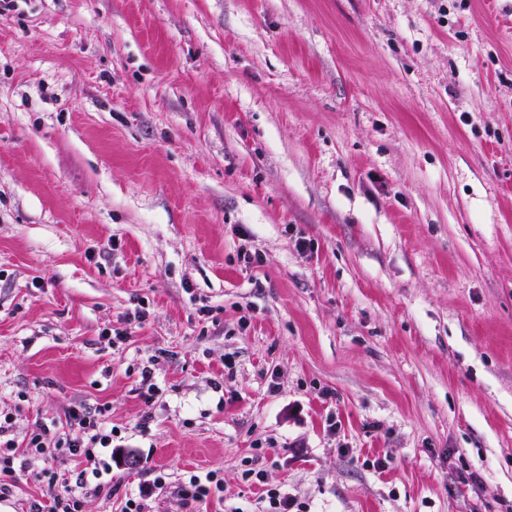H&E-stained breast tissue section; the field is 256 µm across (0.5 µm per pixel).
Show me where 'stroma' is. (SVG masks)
<instances>
[{
    "label": "stroma",
    "mask_w": 512,
    "mask_h": 512,
    "mask_svg": "<svg viewBox=\"0 0 512 512\" xmlns=\"http://www.w3.org/2000/svg\"><path fill=\"white\" fill-rule=\"evenodd\" d=\"M74 408L82 512H512V0H0V412ZM183 484L185 494L198 500L207 498L212 493V489L219 490L220 480L212 471L205 474L190 473Z\"/></svg>",
    "instance_id": "stroma-1"
}]
</instances>
